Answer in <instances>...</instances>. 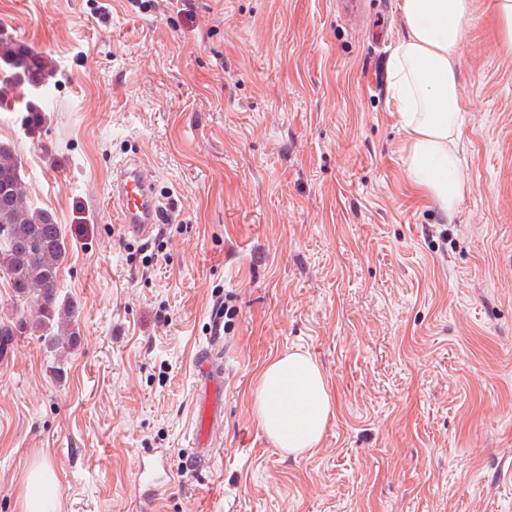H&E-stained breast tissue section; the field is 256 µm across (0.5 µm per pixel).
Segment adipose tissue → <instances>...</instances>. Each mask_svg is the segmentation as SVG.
Masks as SVG:
<instances>
[{
	"instance_id": "obj_1",
	"label": "adipose tissue",
	"mask_w": 512,
	"mask_h": 512,
	"mask_svg": "<svg viewBox=\"0 0 512 512\" xmlns=\"http://www.w3.org/2000/svg\"><path fill=\"white\" fill-rule=\"evenodd\" d=\"M471 0H403L406 35L390 62L392 96L409 132L410 181L446 212L463 196L454 146L462 133L454 61ZM260 424L275 445L294 458L320 442L334 399L309 353L294 350L271 359L254 392ZM22 512H58V484L46 469L29 471L23 482Z\"/></svg>"
}]
</instances>
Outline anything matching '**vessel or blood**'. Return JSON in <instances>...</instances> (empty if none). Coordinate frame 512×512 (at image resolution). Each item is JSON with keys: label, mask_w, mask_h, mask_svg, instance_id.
<instances>
[{"label": "vessel or blood", "mask_w": 512, "mask_h": 512, "mask_svg": "<svg viewBox=\"0 0 512 512\" xmlns=\"http://www.w3.org/2000/svg\"><path fill=\"white\" fill-rule=\"evenodd\" d=\"M109 194L112 213L126 232L139 239L151 237L160 219L161 206L138 155H131L114 166ZM194 367L204 387L205 397L196 412L192 449L194 456L204 458L212 451L213 434L221 421L224 371L218 367L213 352L208 349L197 352ZM169 469L170 459L166 456L153 458L140 468L136 512H153L167 489L164 476Z\"/></svg>", "instance_id": "1"}]
</instances>
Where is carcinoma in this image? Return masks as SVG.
Segmentation results:
<instances>
[{
  "instance_id": "carcinoma-1",
  "label": "carcinoma",
  "mask_w": 512,
  "mask_h": 512,
  "mask_svg": "<svg viewBox=\"0 0 512 512\" xmlns=\"http://www.w3.org/2000/svg\"><path fill=\"white\" fill-rule=\"evenodd\" d=\"M53 68L38 53L0 37V105L11 103L14 89L45 85ZM22 162L0 144V273L8 279L14 299L34 302V313L17 311L16 320L0 322V346L20 330L41 332L50 345L73 343L74 306L60 299L58 273L66 256L65 235L54 215L21 206Z\"/></svg>"
}]
</instances>
